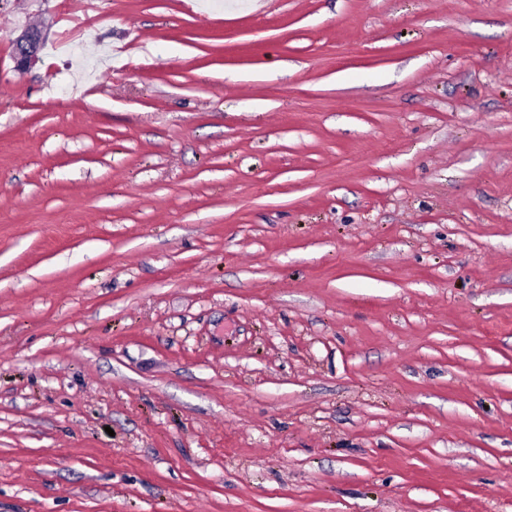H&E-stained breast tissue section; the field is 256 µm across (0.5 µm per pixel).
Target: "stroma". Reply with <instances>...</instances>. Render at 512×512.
<instances>
[{
  "label": "stroma",
  "instance_id": "35a3bbf8",
  "mask_svg": "<svg viewBox=\"0 0 512 512\" xmlns=\"http://www.w3.org/2000/svg\"><path fill=\"white\" fill-rule=\"evenodd\" d=\"M69 2L0 0V512H512V0ZM45 34L41 29L35 30L30 26L24 27L13 40V59L18 70H26L39 60Z\"/></svg>",
  "mask_w": 512,
  "mask_h": 512
}]
</instances>
